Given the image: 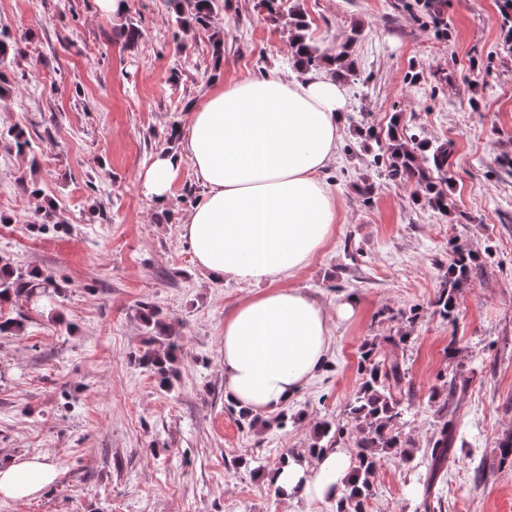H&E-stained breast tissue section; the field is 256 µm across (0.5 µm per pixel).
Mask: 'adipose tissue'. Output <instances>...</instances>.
I'll return each mask as SVG.
<instances>
[{
    "instance_id": "ef3b65f1",
    "label": "adipose tissue",
    "mask_w": 512,
    "mask_h": 512,
    "mask_svg": "<svg viewBox=\"0 0 512 512\" xmlns=\"http://www.w3.org/2000/svg\"><path fill=\"white\" fill-rule=\"evenodd\" d=\"M344 92L326 67L212 86L180 132V151L158 154L143 177L147 195L162 204L191 163L206 192L180 235L198 267L214 281L262 287L224 318V396L256 415L298 395L327 357L334 319H349L360 304L342 298L331 314L285 285L333 232L337 204L322 174L336 155ZM349 467L348 454L333 448L312 463L288 460L272 481L282 498L334 503ZM54 477L36 459L0 462V495L26 497Z\"/></svg>"
}]
</instances>
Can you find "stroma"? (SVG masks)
<instances>
[{
    "mask_svg": "<svg viewBox=\"0 0 512 512\" xmlns=\"http://www.w3.org/2000/svg\"><path fill=\"white\" fill-rule=\"evenodd\" d=\"M289 2L305 12L314 44L349 45L360 81L345 86L347 114L382 132L396 113L419 137L453 143L455 215L414 204L410 184L355 158L344 123L324 174L339 206L333 235L288 285L331 311L348 294L360 307L338 322L287 423L257 432L224 400L223 340L225 315L259 288L207 280L181 238L203 193L191 165L161 207L141 175L158 153L179 150L171 125L187 124L215 77L296 75L288 16L269 18L260 0H224L210 27L178 39L168 0H126L118 17L97 0H0V28L21 51L0 77V129L31 139L41 190L36 199L20 187L27 161L0 141V255L65 285L50 312L0 306L27 318L22 333L0 335V460L35 458L55 472L36 494L0 496V512H335L283 501L269 478L288 449L308 447L315 423L346 425L369 341L405 358L400 426L418 452L410 463L382 456L367 512H512V462L498 450L512 434V175L498 163L512 155V47L501 0H439L442 36L417 0ZM129 24L140 31L133 43L120 34ZM363 180L372 197L360 193ZM47 203L60 225L33 223ZM457 246L481 264L459 288L451 323L433 302ZM143 301L180 333L168 392L138 362ZM459 374L470 379L465 391L432 398ZM448 415L459 445L425 499L412 488Z\"/></svg>",
    "mask_w": 512,
    "mask_h": 512,
    "instance_id": "stroma-1",
    "label": "stroma"
}]
</instances>
